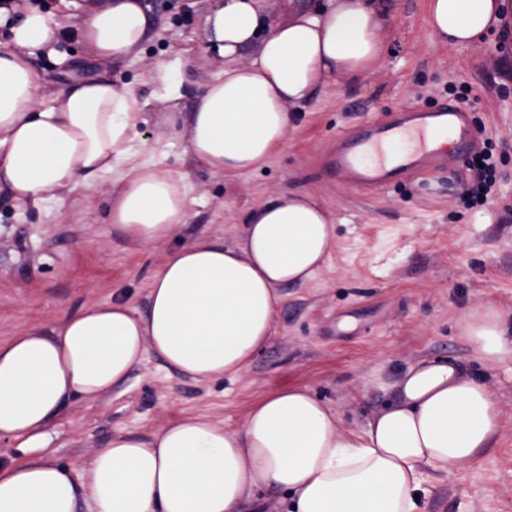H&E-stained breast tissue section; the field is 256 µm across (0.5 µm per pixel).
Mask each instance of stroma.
Returning <instances> with one entry per match:
<instances>
[{
    "label": "stroma",
    "instance_id": "stroma-1",
    "mask_svg": "<svg viewBox=\"0 0 512 512\" xmlns=\"http://www.w3.org/2000/svg\"><path fill=\"white\" fill-rule=\"evenodd\" d=\"M148 38L116 70L144 102L133 162L152 160L183 174L195 199L183 239L201 234L232 243L248 211L288 191L317 195L332 211L335 238L325 265L309 282L288 285L277 333L251 367L233 380L197 381L168 370L146 353L126 381L100 401H74L50 426L48 457L62 466L88 458L113 433L147 435L183 415H205L240 428L250 406L274 391L305 386L357 429L392 400L410 365L451 361L494 393L499 426L493 445L471 464L430 471L424 512H512V360L489 361L465 336L475 312L499 313L512 334V43L498 35L463 46L435 37L428 0H389L385 52L358 82L333 77L298 110L271 163L227 177L196 166L183 131L172 128L156 101L154 64L193 62L198 74L223 71L207 49L203 19L210 0H144ZM64 34L60 52L35 58L51 84L91 76L94 62L70 37L74 21L60 0H48ZM469 88L467 109L496 159L494 193L469 207L461 193L465 158L447 171L411 175L373 192L348 188L320 166L340 134L403 110H427ZM102 185L69 194L65 206L15 208L0 200V340L20 330L61 322L83 305L122 298L145 309L151 275L169 243L140 245L106 221Z\"/></svg>",
    "mask_w": 512,
    "mask_h": 512
}]
</instances>
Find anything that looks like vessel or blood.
I'll use <instances>...</instances> for the list:
<instances>
[{"mask_svg":"<svg viewBox=\"0 0 512 512\" xmlns=\"http://www.w3.org/2000/svg\"><path fill=\"white\" fill-rule=\"evenodd\" d=\"M478 143L470 112L450 100L430 110L402 111L383 122L359 125L342 138L325 167L339 183L379 189L409 173L445 169L450 153L469 156Z\"/></svg>","mask_w":512,"mask_h":512,"instance_id":"1","label":"vessel or blood"}]
</instances>
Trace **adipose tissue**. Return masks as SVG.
<instances>
[{"label":"adipose tissue","instance_id":"ef3b65f1","mask_svg":"<svg viewBox=\"0 0 512 512\" xmlns=\"http://www.w3.org/2000/svg\"><path fill=\"white\" fill-rule=\"evenodd\" d=\"M81 49L105 64L89 79L48 90L36 54H56L61 26L49 13L0 0V195L19 207L117 175L108 191L113 229L142 244L172 242L152 274L147 307L116 300L78 308L57 326L0 341V437L37 451L0 464V512H241L282 492L281 512H423L424 472L466 465L490 448L497 403L454 363L418 362L395 383L392 403L358 430L307 388L267 395L241 428L197 415L148 435L118 432L91 457L63 467L40 453L48 429L75 400L97 401L122 384L146 350L198 381L235 379L275 334L281 289L310 280L334 237L332 213L306 191L250 209L233 244L199 235L182 243L194 203L183 176L131 163L143 105L108 72L145 41L143 0H65ZM262 0H213L204 20L223 71L198 81L183 118L185 152L229 176L268 164L309 102L338 74L360 80L384 52V0H314L287 13ZM505 0H428L433 31L464 45L499 27ZM464 331L491 361L512 359L501 318L475 314Z\"/></svg>","mask_w":512,"mask_h":512}]
</instances>
